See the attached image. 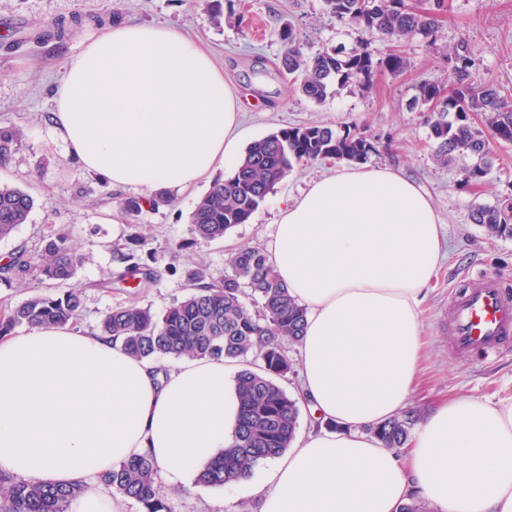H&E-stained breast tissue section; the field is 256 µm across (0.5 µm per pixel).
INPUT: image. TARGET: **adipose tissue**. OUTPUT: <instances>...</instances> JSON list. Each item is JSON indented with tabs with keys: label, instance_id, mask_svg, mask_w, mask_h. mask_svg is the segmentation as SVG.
Listing matches in <instances>:
<instances>
[{
	"label": "adipose tissue",
	"instance_id": "1",
	"mask_svg": "<svg viewBox=\"0 0 512 512\" xmlns=\"http://www.w3.org/2000/svg\"><path fill=\"white\" fill-rule=\"evenodd\" d=\"M54 103L53 128L87 172L145 192L234 170L251 136L210 52L159 23L87 37ZM268 251L306 310L298 395L320 423L269 459L263 482L229 490L259 512H399L414 490L436 512H512V398L448 400L402 456L372 432L419 378L418 312L445 257L428 193L386 166L342 169L281 208ZM156 369L70 323L0 336V471L80 487L73 512H123L96 479L145 453L165 485L192 486L231 438L237 366Z\"/></svg>",
	"mask_w": 512,
	"mask_h": 512
}]
</instances>
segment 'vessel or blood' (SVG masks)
Instances as JSON below:
<instances>
[{
    "label": "vessel or blood",
    "instance_id": "1",
    "mask_svg": "<svg viewBox=\"0 0 512 512\" xmlns=\"http://www.w3.org/2000/svg\"><path fill=\"white\" fill-rule=\"evenodd\" d=\"M453 347L460 353L498 357L512 351V291L500 277L470 281L452 302Z\"/></svg>",
    "mask_w": 512,
    "mask_h": 512
}]
</instances>
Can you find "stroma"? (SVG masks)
Here are the masks:
<instances>
[{
  "label": "stroma",
  "mask_w": 512,
  "mask_h": 512,
  "mask_svg": "<svg viewBox=\"0 0 512 512\" xmlns=\"http://www.w3.org/2000/svg\"><path fill=\"white\" fill-rule=\"evenodd\" d=\"M212 5V0H0V27H17L26 36L10 50L0 44V126L23 133L9 160L0 164V185L19 188L34 200L27 223L0 240V266L20 250L40 253L50 231L66 232L82 257L74 279L82 291L81 324L93 332L116 304L134 302L159 312L185 297L191 291L187 272L196 264H206L214 280L223 279L234 251L266 247L280 201L342 169L338 160L295 167L249 223L233 227L221 240H206L191 230L190 215L210 189L206 183L172 195L159 210L127 217L119 203L131 196V189L112 187L85 171L54 134L53 92L68 59L88 37V23H162L211 50L225 82L238 93L242 120L253 139L305 124L341 131L350 127L376 146L368 165L400 170L432 198L444 224L446 257L420 313L424 355L407 411L422 417L459 395L493 402L511 397L512 354L488 362L456 354L451 306L453 291L478 275H498L512 288V239L487 238L469 218L475 204L512 200V145L490 143L497 157L494 169L483 183L461 188L457 181L465 158L447 166L437 163L426 117L412 100L422 83L456 85L452 58L463 50L475 61L472 78L495 81L512 97V0H445L435 45L418 35L405 40L410 64L401 76L376 74L367 88L336 86L318 103L294 92L291 76L276 68L283 23L293 25L311 53L364 48L379 58L389 44L376 33L336 21L323 0H232L242 17L237 26L217 21ZM57 23L66 29L63 39H39V32ZM135 233L145 240L139 255L161 272L156 285L146 291L130 284L116 285L109 293L96 289L95 281L116 266L114 245ZM167 493L173 512H258L254 499L225 497L220 487H171Z\"/></svg>",
  "instance_id": "stroma-1"
}]
</instances>
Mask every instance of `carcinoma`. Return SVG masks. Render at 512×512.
<instances>
[{
	"label": "carcinoma",
	"instance_id": "1",
	"mask_svg": "<svg viewBox=\"0 0 512 512\" xmlns=\"http://www.w3.org/2000/svg\"><path fill=\"white\" fill-rule=\"evenodd\" d=\"M337 21L378 33L390 43L413 35L435 36L445 0L427 8L411 0H324ZM283 52L280 68L294 76L297 91L320 102L334 84L366 85L377 71L397 77L409 66L400 49L375 59L366 49L348 53L333 50L309 55L290 26L280 31ZM454 67L460 75L456 87L439 83L420 85L414 106L427 113L435 157L450 164L465 155L474 162L460 170L459 184L478 185L492 171L494 158L489 140L512 145V100L490 82L469 80L471 59L456 54ZM481 115L485 128L475 124ZM22 137L15 128H0V160H6ZM376 152L367 136L329 126L302 125L282 128L252 142L235 172L213 183L191 213L192 232L204 239L219 240L238 224L248 223L267 196L297 165L336 159L360 162ZM34 200L19 188L0 185V239L9 237L27 222ZM472 223L491 238L512 239V201L478 205L470 213ZM116 251V270L96 283L112 287V281H137L148 288L157 274L140 262L133 246ZM81 262L67 246V235H48L42 253L33 257L21 250L0 268V279L24 280L36 276L52 285L74 279ZM230 273L224 281H208L203 266L188 271L191 292L164 311L130 303L113 307L101 320L99 331L122 340L125 350L138 358L163 361L182 357L224 356L248 364L236 376L239 413L232 444L222 456L200 471L197 482L207 486L224 484L251 475L261 459L288 450L297 430L300 407L281 381L288 378L291 362L286 345L299 343L306 311L291 298L277 278L268 256L259 247L238 250L229 259ZM82 298L72 287L61 293L35 295L0 314V335L9 336L19 326L36 327L79 321ZM414 416L395 417L374 428L388 448H401L409 438ZM98 481L120 496L134 501L140 512H172L170 500L157 480L153 459L141 455L123 462L98 477ZM79 489L21 481L0 471V512H69Z\"/></svg>",
	"mask_w": 512,
	"mask_h": 512
}]
</instances>
